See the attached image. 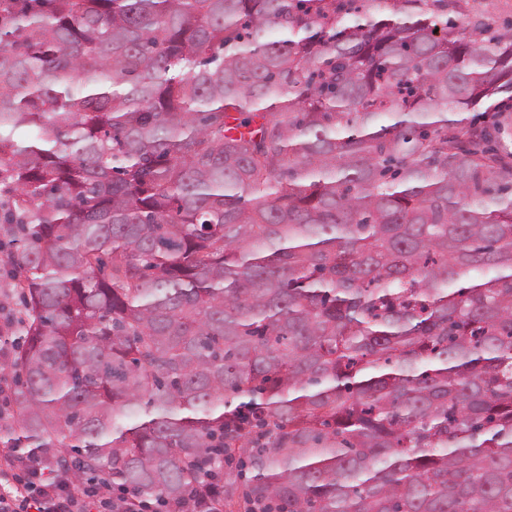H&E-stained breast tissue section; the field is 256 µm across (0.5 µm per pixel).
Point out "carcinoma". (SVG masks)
<instances>
[{"label": "carcinoma", "mask_w": 512, "mask_h": 512, "mask_svg": "<svg viewBox=\"0 0 512 512\" xmlns=\"http://www.w3.org/2000/svg\"><path fill=\"white\" fill-rule=\"evenodd\" d=\"M455 9L0 0L5 447L220 512H512V27ZM6 260L4 253H0V322L16 319L23 312L14 281L8 275L10 266ZM221 495L218 485L203 484L196 487L183 503L168 506V511L163 512H220L217 504Z\"/></svg>", "instance_id": "carcinoma-1"}]
</instances>
